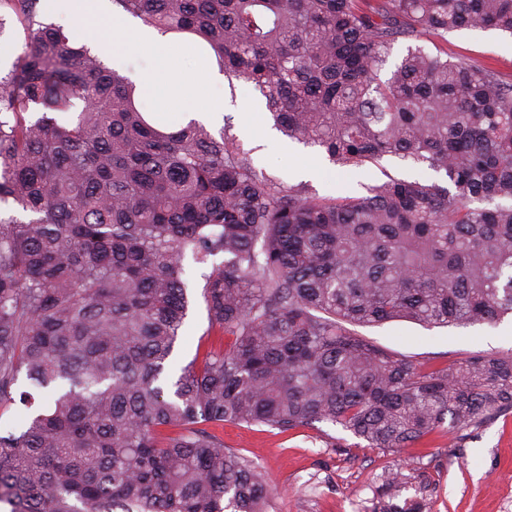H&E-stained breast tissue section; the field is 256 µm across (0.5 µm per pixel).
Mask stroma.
Segmentation results:
<instances>
[{
    "label": "stroma",
    "mask_w": 512,
    "mask_h": 512,
    "mask_svg": "<svg viewBox=\"0 0 512 512\" xmlns=\"http://www.w3.org/2000/svg\"><path fill=\"white\" fill-rule=\"evenodd\" d=\"M414 43L433 56L466 58L512 83V35L495 29H462L442 39L431 36L416 42L397 39L379 72L380 79L389 78ZM224 116L230 121L226 130L250 153L258 171L290 185L305 184L320 198L361 197L368 187L389 176L445 181L443 173L428 164L395 157L361 169L334 165L320 148L272 134L270 113L244 83L225 91ZM221 262L218 256L203 264L186 262L191 305L184 340L176 351L177 365L232 343L231 337L211 326L203 298L206 279ZM356 332L428 368L475 353L512 352L511 314L495 324L427 327L393 320L360 326ZM214 432L226 448L251 460L264 473L271 487L266 512H374L379 487L396 470L409 477L398 504L416 501L422 512H512V414L498 417L463 442L436 431L399 452L368 447L364 440L328 424L282 433L264 425L227 422Z\"/></svg>",
    "instance_id": "35a3bbf8"
}]
</instances>
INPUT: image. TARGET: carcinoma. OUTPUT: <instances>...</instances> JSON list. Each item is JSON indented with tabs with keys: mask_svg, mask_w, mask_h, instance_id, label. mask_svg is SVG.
<instances>
[{
	"mask_svg": "<svg viewBox=\"0 0 512 512\" xmlns=\"http://www.w3.org/2000/svg\"><path fill=\"white\" fill-rule=\"evenodd\" d=\"M29 49L0 75V505L7 512H264L269 486L209 426L330 423L395 451L512 413V353L426 370L349 329L512 314V84L398 37L498 29L512 0H112L206 43L282 133L341 167L426 162L318 198L233 139L158 117L40 0H5ZM234 337L173 370L184 261ZM388 475L375 512H396Z\"/></svg>",
	"mask_w": 512,
	"mask_h": 512,
	"instance_id": "1",
	"label": "carcinoma"
}]
</instances>
